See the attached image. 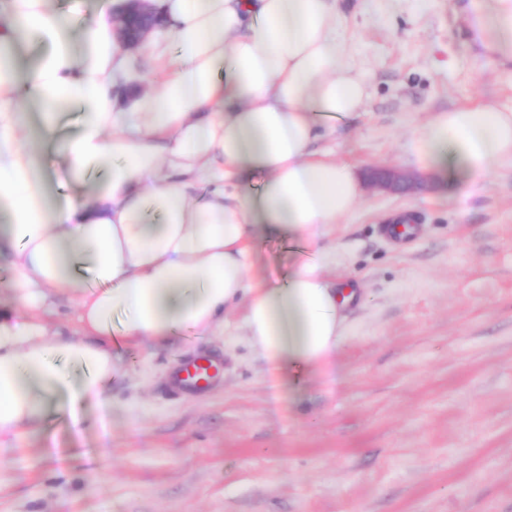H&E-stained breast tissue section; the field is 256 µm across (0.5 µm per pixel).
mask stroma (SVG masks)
Returning a JSON list of instances; mask_svg holds the SVG:
<instances>
[{"label": "stroma", "mask_w": 512, "mask_h": 512, "mask_svg": "<svg viewBox=\"0 0 512 512\" xmlns=\"http://www.w3.org/2000/svg\"><path fill=\"white\" fill-rule=\"evenodd\" d=\"M472 15V0H343L368 98L315 150L414 173L409 140L435 113L512 109V63L482 58ZM403 210L414 233L388 236ZM328 238L329 278L362 299L326 368L281 382L241 307L223 330L123 347L104 403L0 440V512H512V166L469 190L444 167L406 195L366 187ZM255 250L264 282L296 260L282 235ZM203 357L219 363L203 388L172 382Z\"/></svg>", "instance_id": "1"}]
</instances>
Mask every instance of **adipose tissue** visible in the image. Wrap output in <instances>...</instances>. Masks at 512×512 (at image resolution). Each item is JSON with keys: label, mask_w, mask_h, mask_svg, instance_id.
Returning a JSON list of instances; mask_svg holds the SVG:
<instances>
[{"label": "adipose tissue", "mask_w": 512, "mask_h": 512, "mask_svg": "<svg viewBox=\"0 0 512 512\" xmlns=\"http://www.w3.org/2000/svg\"><path fill=\"white\" fill-rule=\"evenodd\" d=\"M158 3L166 27L143 47L158 72L147 85L116 28L123 0L88 13L0 0V256L15 271L0 307V436L103 400L117 337L211 333L242 305L249 346L276 370H318L342 346L359 290L325 276L336 249L321 240L363 185L356 166L309 150L368 95L340 0ZM474 25L512 59V0H485ZM23 45L37 49L31 64ZM67 117L76 133L63 134ZM39 141L55 146L70 193L51 195ZM411 150L422 169L485 182L512 164V110L438 113ZM264 232L301 245L284 282L251 276ZM63 287L80 294L78 338L39 316Z\"/></svg>", "instance_id": "obj_1"}]
</instances>
